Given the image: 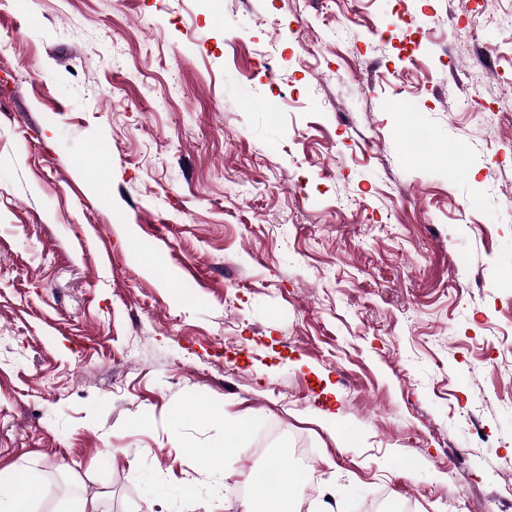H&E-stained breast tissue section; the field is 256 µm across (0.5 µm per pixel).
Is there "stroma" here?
Instances as JSON below:
<instances>
[{
  "mask_svg": "<svg viewBox=\"0 0 512 512\" xmlns=\"http://www.w3.org/2000/svg\"><path fill=\"white\" fill-rule=\"evenodd\" d=\"M511 14L0 0V470L33 512H238L274 465L304 512H512ZM247 434L248 430L246 426L239 425L225 433L224 441L221 444L198 452L205 462L214 466L221 458L231 453L237 447L238 443L247 436Z\"/></svg>",
  "mask_w": 512,
  "mask_h": 512,
  "instance_id": "stroma-1",
  "label": "stroma"
}]
</instances>
